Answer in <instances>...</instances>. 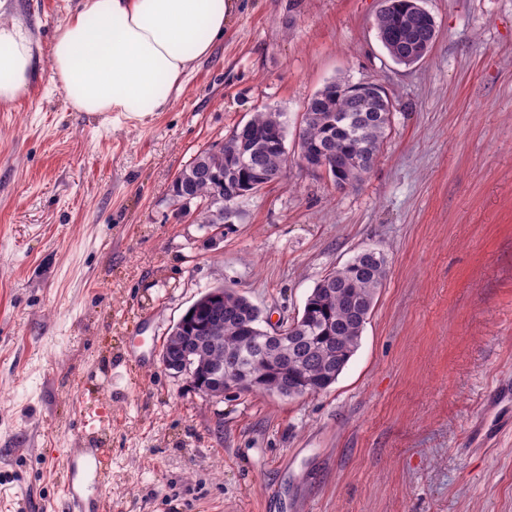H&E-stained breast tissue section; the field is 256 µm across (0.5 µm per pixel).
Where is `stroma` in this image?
I'll return each instance as SVG.
<instances>
[{"label":"stroma","instance_id":"stroma-1","mask_svg":"<svg viewBox=\"0 0 512 512\" xmlns=\"http://www.w3.org/2000/svg\"><path fill=\"white\" fill-rule=\"evenodd\" d=\"M77 0H0L36 45L28 94L0 107V512H67L66 459L105 448L102 512H512V0H423L437 38L396 64L383 0H239L161 112H77L50 44ZM381 84L390 131L340 189L301 166L327 82ZM283 114L282 182L224 224L174 197L194 156L263 107ZM387 277L328 389L208 398L160 349L206 291L274 318L358 252Z\"/></svg>","mask_w":512,"mask_h":512}]
</instances>
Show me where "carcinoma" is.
Wrapping results in <instances>:
<instances>
[{"label": "carcinoma", "instance_id": "carcinoma-1", "mask_svg": "<svg viewBox=\"0 0 512 512\" xmlns=\"http://www.w3.org/2000/svg\"><path fill=\"white\" fill-rule=\"evenodd\" d=\"M432 26L434 23L410 9L407 0H385L376 16L378 36L389 56L408 66L420 62L425 55L409 58L401 53L415 45L431 51L436 39ZM317 95L322 100L312 111L304 113L300 135L350 160L344 168L329 171V176L338 186L355 185L365 175L360 161L375 158L380 151L389 126L381 98L387 99L389 95H354L350 85L340 80L326 84ZM282 116L281 112L264 110L248 121L250 135L244 148L251 156V169L235 177L224 175V152L239 142L238 126L225 141L201 151L178 173L173 183L174 196L199 200L209 212L207 223H224V203L238 198L244 182L260 175L270 181L282 178L287 163ZM385 277L386 260L380 252L374 259L356 255L324 276L307 297L310 310L294 318L299 327L297 335L307 337L308 357L292 353L287 343L261 348L259 359L247 372L252 382L249 391L263 392L272 380L293 382L299 378L323 390L331 386L323 355L334 353L336 367L347 366L359 347ZM216 291L222 297L190 317L183 338L192 341L208 336L216 320H221V342L208 349L201 363L228 368L246 352L247 337L260 335L261 309L234 289L218 287Z\"/></svg>", "mask_w": 512, "mask_h": 512}]
</instances>
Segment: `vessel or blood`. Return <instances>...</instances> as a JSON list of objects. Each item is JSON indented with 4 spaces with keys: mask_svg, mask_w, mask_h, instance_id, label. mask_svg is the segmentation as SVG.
<instances>
[{
    "mask_svg": "<svg viewBox=\"0 0 512 512\" xmlns=\"http://www.w3.org/2000/svg\"><path fill=\"white\" fill-rule=\"evenodd\" d=\"M100 455L97 448H81L69 455L67 481L63 487L69 512H100L99 500L87 492L88 487L101 483L105 478Z\"/></svg>",
    "mask_w": 512,
    "mask_h": 512,
    "instance_id": "vessel-or-blood-1",
    "label": "vessel or blood"
}]
</instances>
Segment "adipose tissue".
<instances>
[{
	"instance_id": "ef3b65f1",
	"label": "adipose tissue",
	"mask_w": 512,
	"mask_h": 512,
	"mask_svg": "<svg viewBox=\"0 0 512 512\" xmlns=\"http://www.w3.org/2000/svg\"><path fill=\"white\" fill-rule=\"evenodd\" d=\"M236 8L237 0H81L54 36L51 80L78 112L161 111ZM35 65L31 34L0 22V106L28 92Z\"/></svg>"
}]
</instances>
